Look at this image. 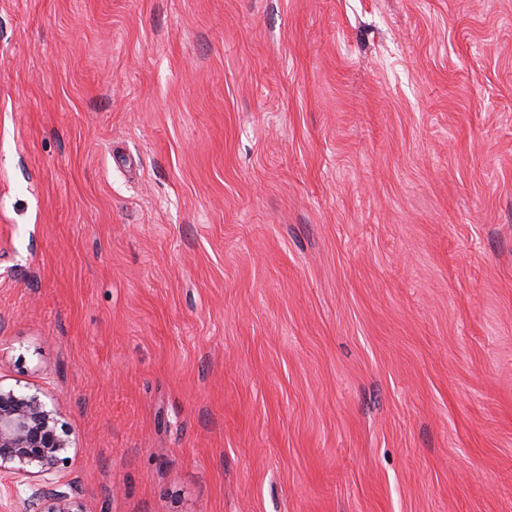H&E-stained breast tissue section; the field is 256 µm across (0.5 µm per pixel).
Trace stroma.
<instances>
[{
  "mask_svg": "<svg viewBox=\"0 0 512 512\" xmlns=\"http://www.w3.org/2000/svg\"><path fill=\"white\" fill-rule=\"evenodd\" d=\"M0 387L84 512H512V0H0Z\"/></svg>",
  "mask_w": 512,
  "mask_h": 512,
  "instance_id": "1",
  "label": "stroma"
}]
</instances>
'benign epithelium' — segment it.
<instances>
[{
	"mask_svg": "<svg viewBox=\"0 0 512 512\" xmlns=\"http://www.w3.org/2000/svg\"><path fill=\"white\" fill-rule=\"evenodd\" d=\"M71 441L58 431V412L40 391L0 387V479L13 486H42L24 500L22 512H82L67 483L58 478Z\"/></svg>",
	"mask_w": 512,
	"mask_h": 512,
	"instance_id": "benign-epithelium-1",
	"label": "benign epithelium"
}]
</instances>
